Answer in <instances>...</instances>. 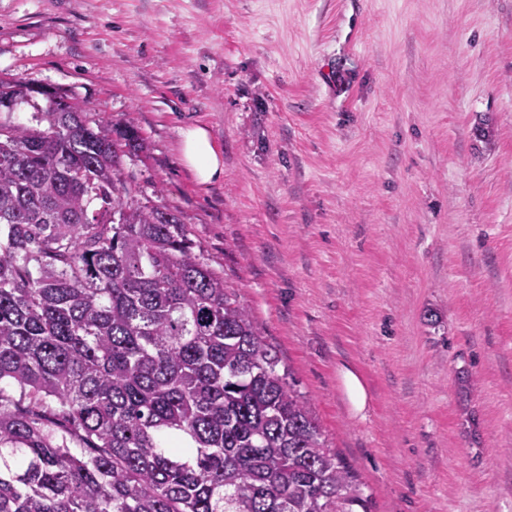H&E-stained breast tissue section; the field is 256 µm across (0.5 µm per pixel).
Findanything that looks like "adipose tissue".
Returning <instances> with one entry per match:
<instances>
[{"instance_id":"adipose-tissue-1","label":"adipose tissue","mask_w":512,"mask_h":512,"mask_svg":"<svg viewBox=\"0 0 512 512\" xmlns=\"http://www.w3.org/2000/svg\"><path fill=\"white\" fill-rule=\"evenodd\" d=\"M178 148L195 184L208 187L223 180L224 154L207 126L194 123L181 128Z\"/></svg>"}]
</instances>
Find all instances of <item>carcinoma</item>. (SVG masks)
Masks as SVG:
<instances>
[{
  "label": "carcinoma",
  "mask_w": 512,
  "mask_h": 512,
  "mask_svg": "<svg viewBox=\"0 0 512 512\" xmlns=\"http://www.w3.org/2000/svg\"><path fill=\"white\" fill-rule=\"evenodd\" d=\"M34 93L0 124V512H367L236 293L135 201L137 132L0 80Z\"/></svg>",
  "instance_id": "1"
}]
</instances>
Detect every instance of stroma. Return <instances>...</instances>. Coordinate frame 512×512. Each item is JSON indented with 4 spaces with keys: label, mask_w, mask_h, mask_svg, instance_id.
<instances>
[{
    "label": "stroma",
    "mask_w": 512,
    "mask_h": 512,
    "mask_svg": "<svg viewBox=\"0 0 512 512\" xmlns=\"http://www.w3.org/2000/svg\"><path fill=\"white\" fill-rule=\"evenodd\" d=\"M1 77L138 131L369 512H512V0H0ZM178 148L195 184L209 187L224 179V153L207 126L194 123L181 128ZM340 376L352 412L364 416L368 407V394L361 377L354 368L346 365L340 367Z\"/></svg>",
    "instance_id": "35a3bbf8"
}]
</instances>
